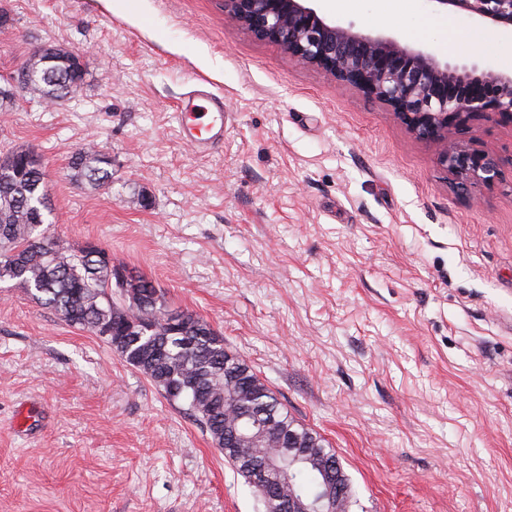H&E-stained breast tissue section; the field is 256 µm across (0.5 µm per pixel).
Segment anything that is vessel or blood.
I'll list each match as a JSON object with an SVG mask.
<instances>
[{"label":"vessel or blood","instance_id":"vessel-or-blood-1","mask_svg":"<svg viewBox=\"0 0 512 512\" xmlns=\"http://www.w3.org/2000/svg\"><path fill=\"white\" fill-rule=\"evenodd\" d=\"M182 141L204 153L224 140V99L205 82L196 83L177 104Z\"/></svg>","mask_w":512,"mask_h":512}]
</instances>
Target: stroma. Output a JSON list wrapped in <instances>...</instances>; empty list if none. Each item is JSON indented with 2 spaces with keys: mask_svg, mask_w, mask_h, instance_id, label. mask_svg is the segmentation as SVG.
Masks as SVG:
<instances>
[{
  "mask_svg": "<svg viewBox=\"0 0 512 512\" xmlns=\"http://www.w3.org/2000/svg\"><path fill=\"white\" fill-rule=\"evenodd\" d=\"M319 0L355 28L512 72V39L426 0ZM0 82L76 53L78 93L0 99L41 157L49 231L203 318L334 448L352 512H512V167L457 193L381 103L255 39L219 0H0ZM224 98L182 144L176 101ZM94 145L112 181L73 180ZM0 512H264L200 426L103 339L0 282ZM64 55H66L67 59L65 61L70 65V68L68 69L66 87L64 89V92H67L71 88L79 87V84L82 83L83 80L84 71H82L81 81L79 79L82 65L77 55L68 52H61L53 48H40L35 52L34 61H39L38 64H49L60 61L56 56L62 57ZM177 111L181 140L196 152H207L224 141V98L204 81L179 100Z\"/></svg>",
  "mask_w": 512,
  "mask_h": 512,
  "instance_id": "stroma-1",
  "label": "stroma"
}]
</instances>
